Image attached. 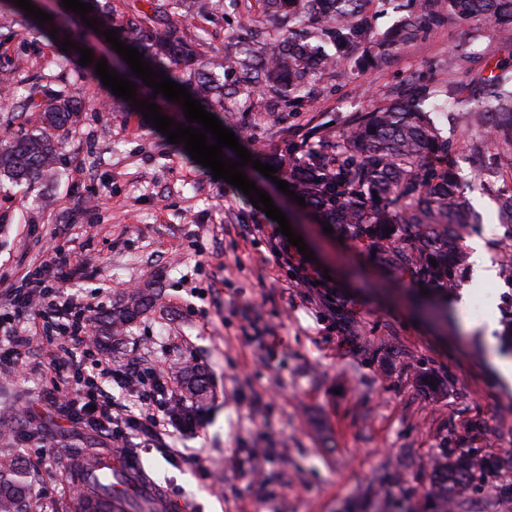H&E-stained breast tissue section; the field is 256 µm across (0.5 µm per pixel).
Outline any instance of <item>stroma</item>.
<instances>
[{
    "instance_id": "stroma-1",
    "label": "stroma",
    "mask_w": 512,
    "mask_h": 512,
    "mask_svg": "<svg viewBox=\"0 0 512 512\" xmlns=\"http://www.w3.org/2000/svg\"><path fill=\"white\" fill-rule=\"evenodd\" d=\"M3 13L10 22L0 28V72L15 74L14 101L34 88L78 92L86 106L76 131L60 136L63 180L0 181V303L11 289L42 288L38 267L61 248L89 266L66 292L78 302L96 297L95 321L142 306L105 355L116 364L140 355L161 362L198 394L200 425L176 441L177 459L139 438L121 449L135 477L182 512H434L431 472L446 449L506 462L490 475L475 472L448 512H512V381L496 366L512 360V276L502 273L512 264V227L496 219L512 172L497 169L493 146L473 160L463 127L442 126L448 161L483 216L443 285L389 269L369 241L345 238L341 228L325 233L310 207L244 167L314 252L307 268L328 270L337 310L322 311L274 262L278 222L196 164L184 144L170 143L29 16L5 2ZM173 28L219 56L246 29L265 40L284 31L257 0L191 11ZM361 55L354 50L302 92L225 98L218 119L253 159L274 166L284 143L336 144L367 112L411 100L416 89L445 101L449 83L512 62V46L495 24L455 17L420 27L382 63ZM475 240L493 279L472 269ZM486 290L495 298L481 314L459 307L458 293ZM342 309L353 312L351 324ZM46 364L29 356L0 382V458L30 471V512H62L73 494V449L112 450L53 409L24 408L44 390Z\"/></svg>"
}]
</instances>
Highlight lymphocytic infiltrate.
Segmentation results:
<instances>
[{
  "mask_svg": "<svg viewBox=\"0 0 512 512\" xmlns=\"http://www.w3.org/2000/svg\"><path fill=\"white\" fill-rule=\"evenodd\" d=\"M10 309L0 312V376L16 373L35 346L54 348L52 386L43 401L71 423L98 432L123 447L133 435L152 441L195 427L198 413L187 405L180 382L165 368L130 359L120 365L92 359L94 303L78 304L58 288L14 289ZM35 310L38 321L21 325L19 310Z\"/></svg>",
  "mask_w": 512,
  "mask_h": 512,
  "instance_id": "1",
  "label": "lymphocytic infiltrate"
}]
</instances>
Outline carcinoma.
<instances>
[{"mask_svg": "<svg viewBox=\"0 0 512 512\" xmlns=\"http://www.w3.org/2000/svg\"><path fill=\"white\" fill-rule=\"evenodd\" d=\"M93 7L94 19L119 36L128 23L115 24L96 0H82ZM373 0H263L265 9L290 21L300 14L318 20L304 35L288 34L256 52L238 41L225 47L224 61L212 55L194 67L200 52L164 25L195 6L209 8L207 0H162L152 12L141 11L140 37L129 46L144 55L154 70L185 87L208 112L224 105V93L251 95L260 88L283 84L295 90L305 85L314 71H331L356 46L376 63L394 47L412 43L419 17L409 11L382 38H375L367 9ZM428 22L437 26L453 16L494 21L501 26L502 42H512V0H426ZM239 74L238 84L227 89L214 83L212 71L220 68ZM500 73L474 80L473 100L465 128L475 136L469 150L482 146L480 132L489 131L493 142L503 146L499 166L512 171V75ZM420 92L409 102L393 101L369 112L364 120L338 142L333 150L309 149L302 164L296 163L299 147L281 155L288 164L284 174L296 195L329 224L339 225L354 240H368L383 263L407 269L428 282L451 281L459 262V242L477 216L471 211L455 175L433 165L435 155L446 150L438 129L424 108ZM37 130L0 142V175L16 182L30 178L61 177L57 167L55 131L77 126L82 101L55 94L45 104L30 103ZM498 219L512 226V194L497 198ZM438 266H432L430 259ZM96 448L75 449L68 471L80 495L66 502L64 512H109L114 472L103 466ZM503 461L491 455L451 459L444 451L435 460L431 495L446 503L467 488L472 471L492 473ZM28 472L14 459L0 460V512H28Z\"/></svg>", "mask_w": 512, "mask_h": 512, "instance_id": "obj_1", "label": "carcinoma"}]
</instances>
